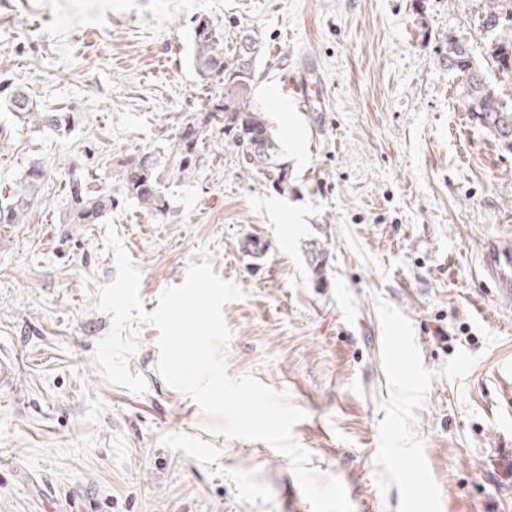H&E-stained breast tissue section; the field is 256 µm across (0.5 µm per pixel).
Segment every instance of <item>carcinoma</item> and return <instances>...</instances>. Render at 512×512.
<instances>
[{"label":"carcinoma","mask_w":512,"mask_h":512,"mask_svg":"<svg viewBox=\"0 0 512 512\" xmlns=\"http://www.w3.org/2000/svg\"><path fill=\"white\" fill-rule=\"evenodd\" d=\"M258 49L260 42L255 32L240 28L227 34L224 28L207 18H197L193 25L195 46L192 66L197 76L218 88L207 104L201 122H187L170 146L176 172L189 176L201 158V145L208 126L223 131L224 142L240 154L249 168L258 174L274 177L275 182H288L286 164L280 162L279 144L262 110L252 95L253 65L243 62L242 43ZM462 44L448 37L443 63L449 70L461 75L458 93L472 122L484 129L507 149H512V103L501 97L487 79L480 64L471 56L470 49L460 52ZM487 53L501 72L512 75V37H497L488 45ZM5 95L8 111L23 123L49 128L62 135L75 128L79 115L73 111L45 112L33 100L27 89L13 82L0 81V95ZM263 146L259 151L252 141ZM47 170L38 161H32L21 172L13 191L0 198V224H21L38 197ZM125 196L147 214L162 216L168 208V198L156 175V161L145 153L121 161L118 183L108 189L91 191L76 176L68 181V209L63 224H99L116 207V196Z\"/></svg>","instance_id":"obj_1"}]
</instances>
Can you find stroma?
<instances>
[{"mask_svg": "<svg viewBox=\"0 0 512 512\" xmlns=\"http://www.w3.org/2000/svg\"><path fill=\"white\" fill-rule=\"evenodd\" d=\"M486 0H0V80L61 136L0 110V194L29 162L49 179L20 224H0V512H284L292 463L264 441L216 434L220 417L163 380L159 331L142 325L136 395L105 381L111 328L97 292L116 275L101 224H65V181L115 184L119 159H158L168 214L112 211L141 273L146 312L212 252L247 297L228 303L230 376L252 374L305 414L296 441L353 512H512V298L482 282L487 238L512 233V150L471 122L442 63L466 41L503 98L512 78L486 52ZM255 30L254 101L277 132L274 184L209 131L204 162L177 175L170 144L210 88L191 65L192 24ZM314 59L329 92L303 112L291 79ZM258 236L265 256L245 255ZM328 254L314 269L305 248ZM403 340L391 344L392 333ZM5 93L6 108L9 112H14V116L23 123H33L39 125V128H49L64 135L74 129L78 122V112L43 111L27 89L14 82L4 83L0 81V101H2V94Z\"/></svg>", "mask_w": 512, "mask_h": 512, "instance_id": "1", "label": "stroma"}]
</instances>
